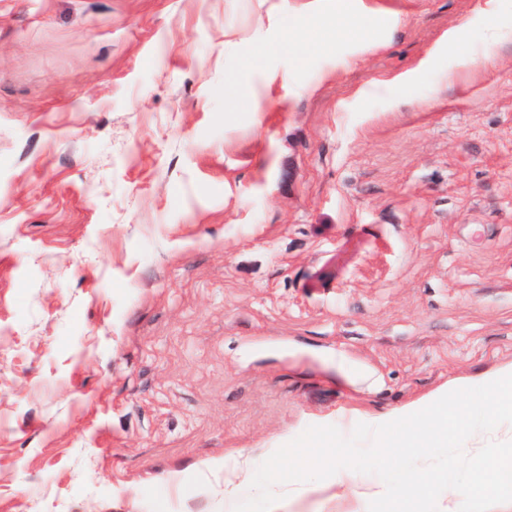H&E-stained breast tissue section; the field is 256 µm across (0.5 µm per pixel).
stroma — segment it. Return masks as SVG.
<instances>
[{
	"instance_id": "1",
	"label": "stroma",
	"mask_w": 512,
	"mask_h": 512,
	"mask_svg": "<svg viewBox=\"0 0 512 512\" xmlns=\"http://www.w3.org/2000/svg\"><path fill=\"white\" fill-rule=\"evenodd\" d=\"M335 2L0 0V512H224L225 456L512 363V0L250 57ZM331 365L336 370V376L351 385H357L362 381H367L371 376L364 370L353 366L346 355L336 352V356L329 357Z\"/></svg>"
}]
</instances>
